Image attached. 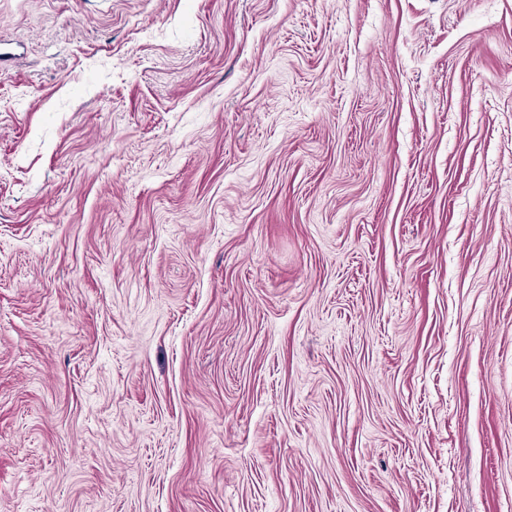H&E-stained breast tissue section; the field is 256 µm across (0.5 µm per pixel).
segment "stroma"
Instances as JSON below:
<instances>
[{"instance_id": "35a3bbf8", "label": "stroma", "mask_w": 512, "mask_h": 512, "mask_svg": "<svg viewBox=\"0 0 512 512\" xmlns=\"http://www.w3.org/2000/svg\"><path fill=\"white\" fill-rule=\"evenodd\" d=\"M0 512H512V0H0Z\"/></svg>"}]
</instances>
